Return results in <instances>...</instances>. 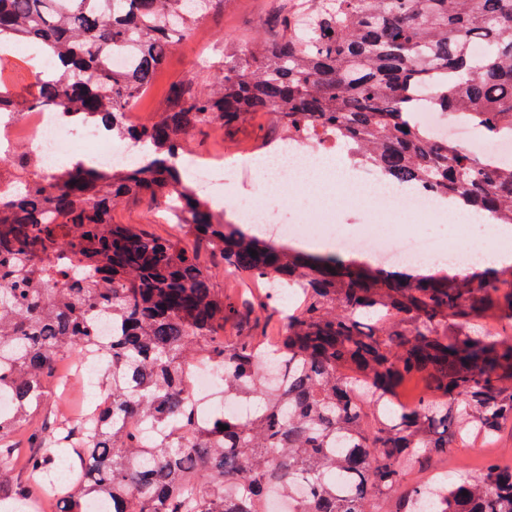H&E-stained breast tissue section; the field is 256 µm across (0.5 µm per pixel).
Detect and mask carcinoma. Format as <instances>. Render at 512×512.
<instances>
[{
    "mask_svg": "<svg viewBox=\"0 0 512 512\" xmlns=\"http://www.w3.org/2000/svg\"><path fill=\"white\" fill-rule=\"evenodd\" d=\"M224 0H0V47L27 43L48 63L34 109L50 108L150 158L116 166L54 167L12 160L22 173L0 197V512L32 507L56 458L80 476L55 491V512H267L298 494L293 512H512V465L427 484L417 467L492 438L512 420V339L466 331L475 319L512 331V268L410 276L295 252L224 220L183 180L185 144L255 112L283 137L336 133V147L391 182L422 184L512 224V162L473 154L422 127L416 90L434 107L512 137V0H288L286 36L215 65L211 88L176 84L163 112H126L167 56ZM132 57L128 69L112 57ZM145 196L186 229L177 246L112 222ZM296 296L282 334L224 335L254 311L227 301L200 261ZM257 256H251V251ZM115 332L105 336L100 322ZM99 355L106 401L77 428H34L8 478L12 436L50 393L59 362ZM209 363L246 416L205 411L186 367ZM416 379L410 405L395 400ZM152 429L150 437L134 426ZM228 429L221 430L219 425Z\"/></svg>",
    "mask_w": 512,
    "mask_h": 512,
    "instance_id": "1",
    "label": "carcinoma"
}]
</instances>
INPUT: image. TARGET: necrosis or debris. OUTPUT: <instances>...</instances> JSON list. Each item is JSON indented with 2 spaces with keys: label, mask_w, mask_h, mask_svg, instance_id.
I'll return each mask as SVG.
<instances>
[{
  "label": "necrosis or debris",
  "mask_w": 512,
  "mask_h": 512,
  "mask_svg": "<svg viewBox=\"0 0 512 512\" xmlns=\"http://www.w3.org/2000/svg\"><path fill=\"white\" fill-rule=\"evenodd\" d=\"M418 117L427 129L440 134L449 133L453 142L477 154L496 158L512 149V143L508 140L489 141L473 125L460 121L446 122L444 114L428 103H421ZM73 137L94 141L95 156L99 162L108 164L126 155L125 149L113 144L107 132L65 122L60 113L50 109L0 115V141L13 149H27L46 165L57 160L63 143ZM335 157L333 138H296L287 150L260 156L245 154L235 164H225L215 159L198 160L194 162L192 172L199 191L235 207L240 223L268 224L270 233L279 238L305 240L325 236L343 248H360L386 262L427 260L446 253L455 257L458 264L465 265L470 256L478 251L479 246L475 243L460 244L420 234L392 239L369 231L351 237L341 225L336 224L334 215L329 211H318L311 218L300 217L293 199L288 197L282 198L280 208L274 209L268 205L266 193L290 184L299 191L306 189L314 173ZM347 169L342 188L368 217L405 214L417 224L459 225L463 222L465 212L457 204L441 207L439 196L422 187L388 191L383 189V179L378 171L369 165L352 159ZM257 174L263 177L260 196L250 205H238L239 184Z\"/></svg>",
  "instance_id": "1"
}]
</instances>
